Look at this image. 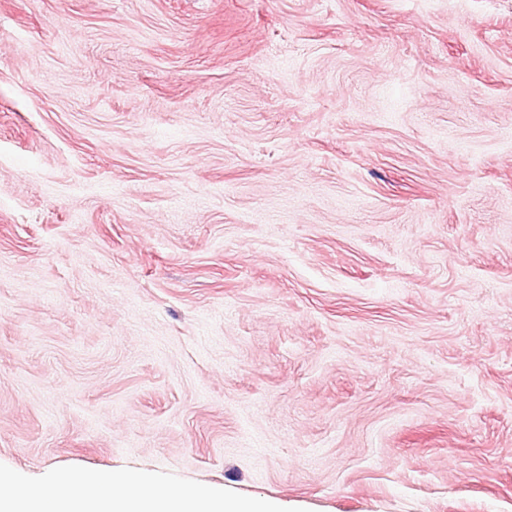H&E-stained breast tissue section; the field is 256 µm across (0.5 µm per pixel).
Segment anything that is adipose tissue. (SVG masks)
<instances>
[{"label":"adipose tissue","instance_id":"1","mask_svg":"<svg viewBox=\"0 0 512 512\" xmlns=\"http://www.w3.org/2000/svg\"><path fill=\"white\" fill-rule=\"evenodd\" d=\"M52 481L54 490L44 492L0 473V512H278L215 490L162 487L141 472L69 471Z\"/></svg>","mask_w":512,"mask_h":512}]
</instances>
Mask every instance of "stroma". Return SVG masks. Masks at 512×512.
I'll return each mask as SVG.
<instances>
[{
  "label": "stroma",
  "mask_w": 512,
  "mask_h": 512,
  "mask_svg": "<svg viewBox=\"0 0 512 512\" xmlns=\"http://www.w3.org/2000/svg\"><path fill=\"white\" fill-rule=\"evenodd\" d=\"M512 512V0H0V471Z\"/></svg>",
  "instance_id": "35a3bbf8"
}]
</instances>
